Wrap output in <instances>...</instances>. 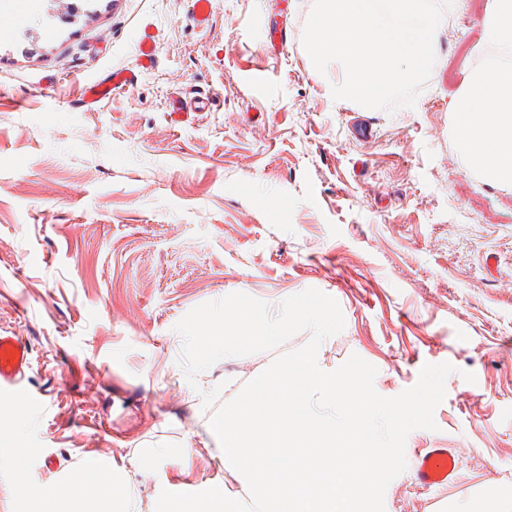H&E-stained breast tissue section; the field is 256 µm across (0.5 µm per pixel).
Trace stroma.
I'll list each match as a JSON object with an SVG mask.
<instances>
[{"mask_svg": "<svg viewBox=\"0 0 512 512\" xmlns=\"http://www.w3.org/2000/svg\"><path fill=\"white\" fill-rule=\"evenodd\" d=\"M312 4L213 0L203 27L190 0H0V26L26 12L0 35V332L27 342L34 399L0 405L28 449L0 440V512L100 456L127 472L131 512L211 482L244 499L202 396L232 400L312 333L192 385L175 326L232 293L274 317L311 288L346 321L318 351L326 370L359 355L392 397L424 364L455 368L385 512H512V185L468 168L449 110L493 54L494 0H452L415 107L393 112L333 99L341 66L319 73L302 44ZM119 69L135 81L85 106ZM428 448L455 456L448 487L417 482Z\"/></svg>", "mask_w": 512, "mask_h": 512, "instance_id": "1", "label": "stroma"}]
</instances>
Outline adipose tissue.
I'll return each instance as SVG.
<instances>
[{
	"label": "adipose tissue",
	"instance_id": "1",
	"mask_svg": "<svg viewBox=\"0 0 512 512\" xmlns=\"http://www.w3.org/2000/svg\"><path fill=\"white\" fill-rule=\"evenodd\" d=\"M484 30L499 59L470 73L450 109L468 165L503 182L512 180V0H495ZM83 471L84 478L60 486L51 499L19 498L16 512H130L125 475L104 460L85 464Z\"/></svg>",
	"mask_w": 512,
	"mask_h": 512
}]
</instances>
